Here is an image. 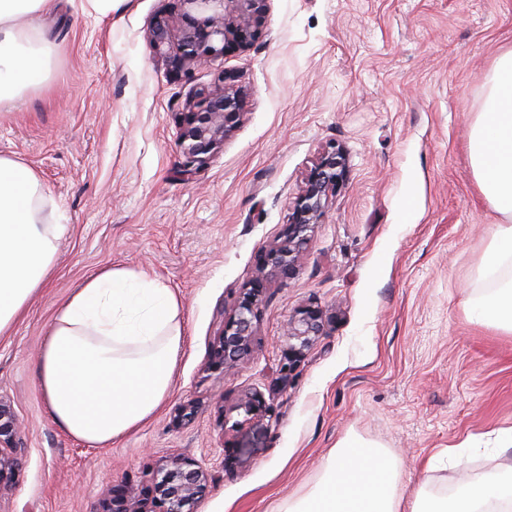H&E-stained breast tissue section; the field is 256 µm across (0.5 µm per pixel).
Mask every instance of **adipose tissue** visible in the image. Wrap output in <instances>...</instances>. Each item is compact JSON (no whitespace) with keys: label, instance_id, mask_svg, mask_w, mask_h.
<instances>
[{"label":"adipose tissue","instance_id":"ef3b65f1","mask_svg":"<svg viewBox=\"0 0 512 512\" xmlns=\"http://www.w3.org/2000/svg\"><path fill=\"white\" fill-rule=\"evenodd\" d=\"M51 0H0V105L43 73L52 43L41 25ZM482 112L469 131L477 185L499 215L481 257L475 318L512 333V48L485 80ZM35 173L0 156V335L9 333L53 266L64 224H41ZM182 305L146 272L88 276L61 304L45 336L37 385L52 422L72 438L109 447L137 429L170 395L183 344ZM283 512H512V460L454 494L422 482L404 504L395 459L358 436L339 442L321 480Z\"/></svg>","mask_w":512,"mask_h":512}]
</instances>
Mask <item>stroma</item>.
<instances>
[{
  "label": "stroma",
  "instance_id": "1",
  "mask_svg": "<svg viewBox=\"0 0 512 512\" xmlns=\"http://www.w3.org/2000/svg\"><path fill=\"white\" fill-rule=\"evenodd\" d=\"M180 9L54 0L45 78L0 106V155L40 179L41 222L69 227L44 286L0 337V396L25 439L0 512H92L112 484L139 488L177 455L210 475L199 512H280L350 434L398 458L408 501L423 481L452 492L496 471L512 429V334L465 314L498 220L471 176L468 133L487 73L512 47V0H270L250 47L176 72L150 26ZM227 71L246 116L183 175L179 115ZM334 145L349 155L347 181L296 273L268 282L254 353L206 371L225 313ZM112 267L171 288L186 341L162 409L91 448L50 420L37 361L71 289ZM307 306L329 324L281 392L285 327ZM255 392L261 417L245 407ZM190 400L195 417L178 421Z\"/></svg>",
  "mask_w": 512,
  "mask_h": 512
}]
</instances>
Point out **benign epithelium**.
<instances>
[{
  "mask_svg": "<svg viewBox=\"0 0 512 512\" xmlns=\"http://www.w3.org/2000/svg\"><path fill=\"white\" fill-rule=\"evenodd\" d=\"M176 15H160L150 30L153 46L169 49L171 69L181 71L202 60L251 46L263 34L269 0H181ZM246 93L226 73L221 83L195 91L189 111L181 114L178 145L188 175L224 144L244 116ZM349 157L340 147L325 149L307 174L278 239L259 256L258 273L245 285L235 308L224 316L206 363L222 372L254 348L259 310L272 277H289L298 268L313 225L322 223L331 201L345 184ZM326 327L323 311L305 308L288 321V364L280 369V387L288 385L305 352ZM23 431L10 402L0 396V490L11 485L22 466L18 448ZM208 471L197 461L176 456L135 492L114 484L94 512H198L206 493Z\"/></svg>",
  "mask_w": 512,
  "mask_h": 512,
  "instance_id": "obj_1",
  "label": "benign epithelium"
}]
</instances>
